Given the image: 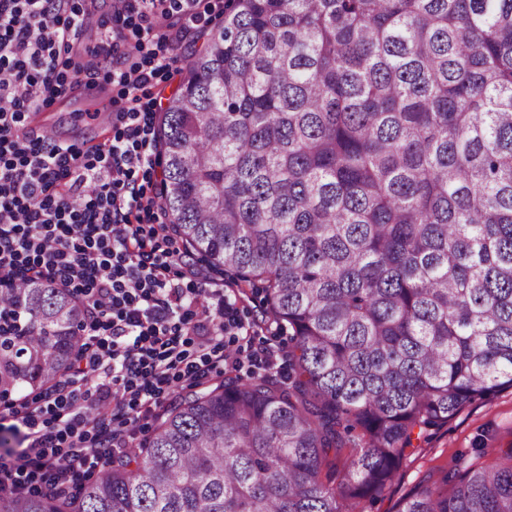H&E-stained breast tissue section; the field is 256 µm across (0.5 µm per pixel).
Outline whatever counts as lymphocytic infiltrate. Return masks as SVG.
<instances>
[{
  "label": "lymphocytic infiltrate",
  "mask_w": 512,
  "mask_h": 512,
  "mask_svg": "<svg viewBox=\"0 0 512 512\" xmlns=\"http://www.w3.org/2000/svg\"><path fill=\"white\" fill-rule=\"evenodd\" d=\"M118 2V16L138 18L153 42V69L131 60L120 35L101 40L94 57L123 62V99L112 105L121 128L110 143L83 151L33 140L24 119L63 93L59 53L90 16L72 0H0V99L11 103L0 110V280L48 278L88 300L72 374L23 417V448L0 455V490L13 494L68 493L80 469L104 466L106 449L125 447L129 425L174 382L219 365L270 368L279 358L273 344L254 347V330L233 302L219 308L215 333L181 308L186 290L169 275L175 253L161 246L169 227L155 223L160 204L134 177L153 166L139 92L169 70L177 38L161 23L167 0ZM77 195L82 205L73 204ZM89 380L99 381L100 400L112 401L116 427L89 420Z\"/></svg>",
  "instance_id": "f902f5d3"
}]
</instances>
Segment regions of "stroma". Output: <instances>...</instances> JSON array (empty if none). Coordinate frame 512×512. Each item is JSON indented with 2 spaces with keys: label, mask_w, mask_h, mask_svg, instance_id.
Here are the masks:
<instances>
[{
  "label": "stroma",
  "mask_w": 512,
  "mask_h": 512,
  "mask_svg": "<svg viewBox=\"0 0 512 512\" xmlns=\"http://www.w3.org/2000/svg\"><path fill=\"white\" fill-rule=\"evenodd\" d=\"M91 15L92 26L72 40L70 57H85L92 52L101 34L120 30L127 46L137 47V61H148L150 44H138L131 25H119L114 0H74ZM225 0H203L195 11L197 20L183 13L173 14L171 21L182 27L184 35L176 51L172 74H159L141 92L142 110L149 124H156L161 110L178 86L183 57L191 51L202 33L212 31L224 18ZM113 61L96 60L91 76L75 83L72 96L65 102L25 116L28 131L69 145L86 149L113 138L112 115L107 107L121 96V88L112 81ZM512 445V390L508 389L485 402L465 407L447 426L425 432L404 461L394 482L382 496L363 502V512H396L399 501L419 483L440 480L452 461L466 466L477 460L478 451L492 452Z\"/></svg>",
  "instance_id": "obj_1"
}]
</instances>
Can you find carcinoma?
I'll return each mask as SVG.
<instances>
[{"label": "carcinoma", "instance_id": "cac0c4a2", "mask_svg": "<svg viewBox=\"0 0 512 512\" xmlns=\"http://www.w3.org/2000/svg\"><path fill=\"white\" fill-rule=\"evenodd\" d=\"M156 143L183 252L259 287L288 375L208 385L0 512H361L415 438L512 388V0H225ZM86 311L0 287L1 403L69 371ZM478 458L397 512H512V446Z\"/></svg>", "mask_w": 512, "mask_h": 512}]
</instances>
